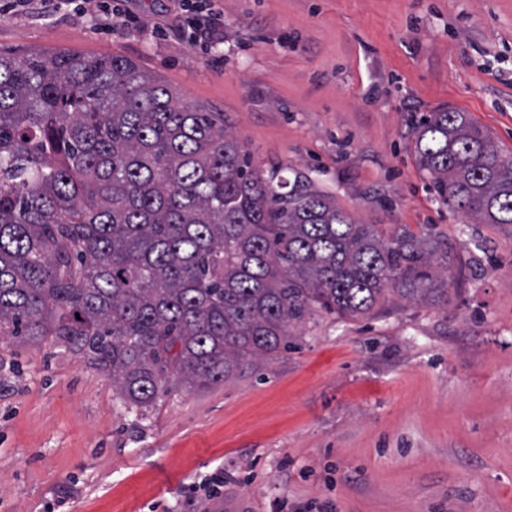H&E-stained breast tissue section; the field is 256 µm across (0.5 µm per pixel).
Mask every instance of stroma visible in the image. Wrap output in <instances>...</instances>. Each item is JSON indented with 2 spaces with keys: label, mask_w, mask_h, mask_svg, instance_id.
<instances>
[{
  "label": "stroma",
  "mask_w": 512,
  "mask_h": 512,
  "mask_svg": "<svg viewBox=\"0 0 512 512\" xmlns=\"http://www.w3.org/2000/svg\"><path fill=\"white\" fill-rule=\"evenodd\" d=\"M210 5L205 45L175 0H122L119 22L31 0L0 14V47L127 56L223 113L261 170L434 228L448 303L316 313L288 350L142 413L67 350L0 336V512H512V226L442 205L409 135L448 106L512 154V0Z\"/></svg>",
  "instance_id": "stroma-1"
}]
</instances>
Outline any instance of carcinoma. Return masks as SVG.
I'll return each instance as SVG.
<instances>
[{"mask_svg":"<svg viewBox=\"0 0 512 512\" xmlns=\"http://www.w3.org/2000/svg\"><path fill=\"white\" fill-rule=\"evenodd\" d=\"M440 200L512 225V155L467 112L412 128ZM448 241L263 174L224 114L122 55L0 49V336L64 347L147 409L289 347L314 310L448 304Z\"/></svg>","mask_w":512,"mask_h":512,"instance_id":"carcinoma-1","label":"carcinoma"}]
</instances>
